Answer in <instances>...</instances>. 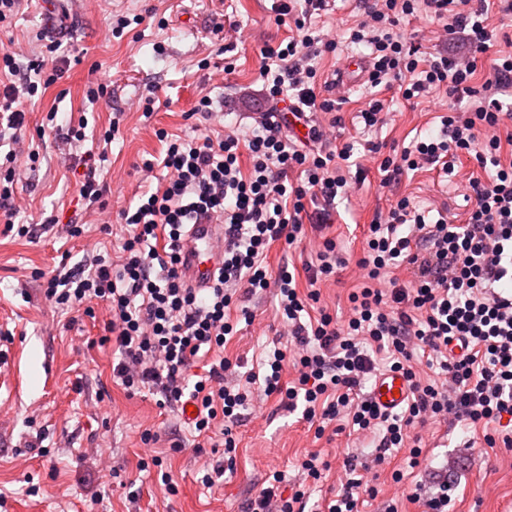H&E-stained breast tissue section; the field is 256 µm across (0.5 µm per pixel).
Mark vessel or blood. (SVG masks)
<instances>
[{
    "label": "vessel or blood",
    "instance_id": "b4317fda",
    "mask_svg": "<svg viewBox=\"0 0 512 512\" xmlns=\"http://www.w3.org/2000/svg\"><path fill=\"white\" fill-rule=\"evenodd\" d=\"M223 251V225L209 222L191 225L182 248L187 281L196 288L208 287ZM371 396L385 411H394L404 404L408 396V382L400 372L384 373L375 380Z\"/></svg>",
    "mask_w": 512,
    "mask_h": 512
}]
</instances>
